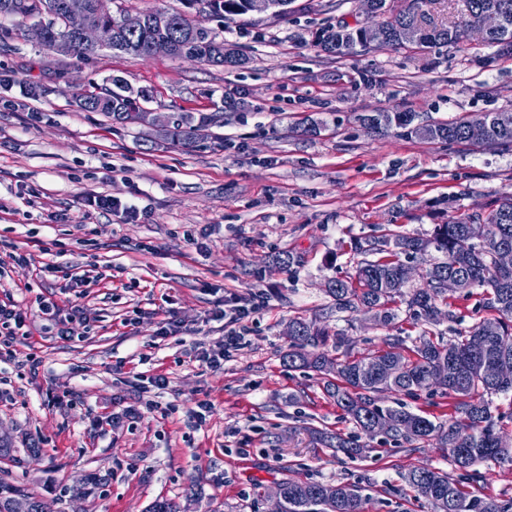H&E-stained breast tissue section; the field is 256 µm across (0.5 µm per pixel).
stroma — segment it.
Instances as JSON below:
<instances>
[{
	"label": "stroma",
	"mask_w": 512,
	"mask_h": 512,
	"mask_svg": "<svg viewBox=\"0 0 512 512\" xmlns=\"http://www.w3.org/2000/svg\"><path fill=\"white\" fill-rule=\"evenodd\" d=\"M127 15L187 10L249 57L241 69L175 59L61 55L31 35L32 19H0V253L27 254L0 280V300L27 316L18 358L35 355L38 378L0 366V480L38 494L51 512H148L159 498L178 512H273L284 479L359 486L364 512H431L402 475L442 469L472 494L512 499V469L486 461L470 479L436 441L395 446L364 439L361 457L322 447L312 432L352 434L317 377L290 369L288 322L302 317L345 336L353 355L424 332L444 340L492 315L484 289L451 294L454 319L413 321L404 301L387 327L371 314L337 310L326 292L355 274L356 241L387 233L429 238L435 225L487 216L512 196V147L431 141L401 131L369 132L371 112H412L417 122L512 113V56L470 39L456 46L383 47L344 57L320 51L322 31L373 27L359 0H292L288 14L249 13L226 22L183 0H125ZM123 77L163 113L220 112L207 139L172 145L156 126L112 123L75 98ZM322 123L318 136L299 132ZM110 195L136 218L86 212ZM202 239L203 249L190 244ZM287 255L288 268L275 258ZM111 267L88 295L39 277L48 263ZM255 292L264 308L223 368L199 366L195 345L216 344L212 312L225 296ZM63 311L79 302L87 336L65 341L39 315L37 299ZM174 314L183 334L160 338ZM161 371L159 406L106 424L134 402L129 382ZM206 400L201 426L189 411ZM450 424L452 398L439 392L381 395Z\"/></svg>",
	"instance_id": "obj_1"
}]
</instances>
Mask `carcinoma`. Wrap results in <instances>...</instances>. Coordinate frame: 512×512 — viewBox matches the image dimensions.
<instances>
[{
  "mask_svg": "<svg viewBox=\"0 0 512 512\" xmlns=\"http://www.w3.org/2000/svg\"><path fill=\"white\" fill-rule=\"evenodd\" d=\"M54 0H0V17L21 15L44 25L48 39L43 46L58 54L76 51L82 55H93L95 51L85 50L75 42L77 22L65 18L50 9ZM209 11L226 20L246 14V0H205ZM379 14L384 16L392 45L401 46L402 33L417 21L418 3L402 5L397 9H386L387 0H374ZM495 8L503 16L504 28L500 32L486 35L484 43L498 47V52L512 55V0H465L468 20L463 25H436L431 21L422 27L421 47L457 45L468 36V30L475 25L480 14ZM123 7L117 8V15L99 20L106 39V47L123 55H138L137 47L153 39H167L173 49L168 55L189 59L213 66L241 67L248 63L246 56L225 53L224 40L217 33L200 38L192 27V20L177 10L154 9L144 12L146 20L156 14H167L171 26L160 30L148 24L137 33L124 31L120 24ZM367 31L360 27L349 30L344 27L329 29L319 38L321 51L339 55L340 44L356 42L358 35ZM149 99L144 92H133L119 76L111 78V86L99 91H88L81 96L80 105L93 112H101L117 123L133 122L138 119L135 109ZM413 112H377L362 117V123L371 132L403 129L408 134L422 135L414 125ZM218 123L215 113L177 112L166 118L165 134L172 141L191 146L209 136L208 130ZM474 124L488 128V142L500 146H512V128L504 129L495 124L493 113L488 112L476 119L448 122H433L426 125L425 138L445 141L450 144H471L468 133ZM443 254V260L429 265L424 277V286L414 290L407 307L415 319L432 323L442 315L437 302L445 298L442 281L450 276L462 281V288L475 285L491 289L489 308L496 317L485 319L473 326L460 340L442 343L431 338L420 340L413 348L404 346L398 336L385 339L386 348L371 351L365 355L330 359L323 348L332 346L338 350L347 348L345 337L329 336L328 331L318 329L301 318H295L288 325V336L292 341L286 359L288 367L310 370L329 376L323 389L333 399L358 429L354 435L344 436L338 432H316V440L326 448H334L346 457L361 456L364 446L359 443L361 436L384 437L394 444L437 440L448 449L455 467L468 473L481 462L493 460L502 466L512 467V440L495 431L489 403L474 398L481 389L490 394L512 393L511 380H496L488 376L490 365L498 360H512V269L498 266L496 253L502 247L512 248V197L503 199L492 209L486 219L479 217L469 221H453L438 224L431 239L386 236L369 247L358 245L355 250L377 254L375 260L359 264L356 276L350 281L333 280L327 292L333 298L336 309L356 311L364 308L374 312L377 322L388 326L394 314L387 305L397 297L405 296V283L398 279L402 267L400 255L422 256L429 246ZM453 363L457 373L446 382H440L437 374L441 368ZM439 388L455 399L454 408L461 410L464 418L447 427L408 410L404 404L380 406L375 394L398 392L414 394L418 391H432ZM392 416L401 425L392 429L384 428V418ZM407 485L418 497L427 501L433 512H512V500L498 501L470 495L457 485L448 473L429 466H417L403 474ZM325 484L319 481L288 479L279 483L283 512H364V499L358 487L351 484H336V497L327 499L322 495ZM25 497L29 512H48L47 504L37 496H25L16 487L0 481V512H12L15 499Z\"/></svg>",
  "mask_w": 512,
  "mask_h": 512,
  "instance_id": "carcinoma-1",
  "label": "carcinoma"
}]
</instances>
